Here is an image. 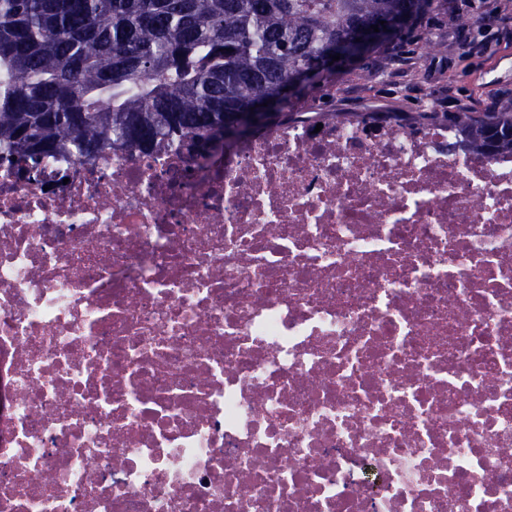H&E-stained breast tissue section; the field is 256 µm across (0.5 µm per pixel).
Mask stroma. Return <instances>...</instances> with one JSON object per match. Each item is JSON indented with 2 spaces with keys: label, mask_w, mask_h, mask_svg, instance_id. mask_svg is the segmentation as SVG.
Instances as JSON below:
<instances>
[{
  "label": "stroma",
  "mask_w": 512,
  "mask_h": 512,
  "mask_svg": "<svg viewBox=\"0 0 512 512\" xmlns=\"http://www.w3.org/2000/svg\"><path fill=\"white\" fill-rule=\"evenodd\" d=\"M504 7L512 11V0H430L420 27L401 41V57L382 43L296 103L307 112H415L429 97L438 112L484 111L488 96L512 95V75L490 85L483 79L499 62L512 68V39L497 34ZM429 40L434 50H425Z\"/></svg>",
  "instance_id": "stroma-1"
}]
</instances>
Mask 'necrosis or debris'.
I'll use <instances>...</instances> for the list:
<instances>
[{
    "instance_id": "obj_1",
    "label": "necrosis or debris",
    "mask_w": 512,
    "mask_h": 512,
    "mask_svg": "<svg viewBox=\"0 0 512 512\" xmlns=\"http://www.w3.org/2000/svg\"><path fill=\"white\" fill-rule=\"evenodd\" d=\"M0 512H512V156L0 162Z\"/></svg>"
}]
</instances>
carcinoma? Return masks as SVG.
<instances>
[{"instance_id": "1", "label": "carcinoma", "mask_w": 512, "mask_h": 512, "mask_svg": "<svg viewBox=\"0 0 512 512\" xmlns=\"http://www.w3.org/2000/svg\"><path fill=\"white\" fill-rule=\"evenodd\" d=\"M428 0H0V155L84 162L159 142L197 160L229 115L314 68L329 45ZM367 123L372 112H310ZM448 124L470 150L512 154V102L492 112H395Z\"/></svg>"}]
</instances>
